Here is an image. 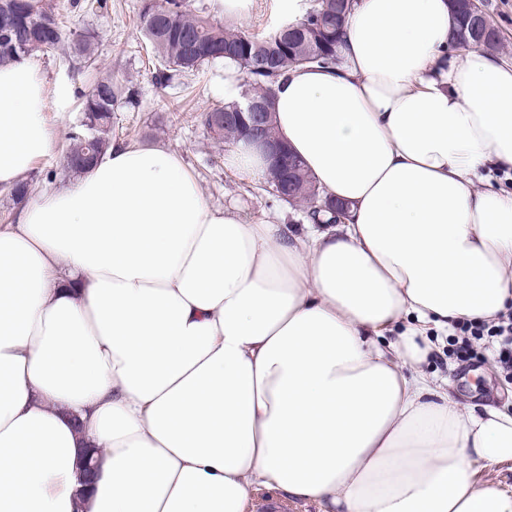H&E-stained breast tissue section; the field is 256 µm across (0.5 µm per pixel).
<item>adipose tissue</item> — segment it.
<instances>
[{
	"instance_id": "adipose-tissue-1",
	"label": "adipose tissue",
	"mask_w": 512,
	"mask_h": 512,
	"mask_svg": "<svg viewBox=\"0 0 512 512\" xmlns=\"http://www.w3.org/2000/svg\"><path fill=\"white\" fill-rule=\"evenodd\" d=\"M448 0H357L340 61L275 85L280 136L343 224L210 205L180 155L112 145L0 225V512H512L474 463L512 413L417 372L425 334L512 308V64L447 63ZM48 85L0 66V185L50 155ZM240 180L266 161L240 141Z\"/></svg>"
}]
</instances>
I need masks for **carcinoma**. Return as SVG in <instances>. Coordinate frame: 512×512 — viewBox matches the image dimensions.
<instances>
[{
	"mask_svg": "<svg viewBox=\"0 0 512 512\" xmlns=\"http://www.w3.org/2000/svg\"><path fill=\"white\" fill-rule=\"evenodd\" d=\"M354 2L313 0L302 19L286 21L262 38L195 14L180 0H142L139 23L160 65L158 82H164L169 70H197L225 58L244 75V92L264 98L273 96L274 83L290 67L336 63L340 36ZM59 16L52 0H0V64L62 50L76 62L92 59L98 49L96 36L89 31L65 32ZM456 20L451 47L500 49L498 39L478 44L466 38L462 31L469 27V18L460 15ZM132 100L130 90L110 75L94 82L85 95V121L69 136L65 169L78 174L96 163L111 146L112 113Z\"/></svg>",
	"mask_w": 512,
	"mask_h": 512,
	"instance_id": "obj_1",
	"label": "carcinoma"
}]
</instances>
